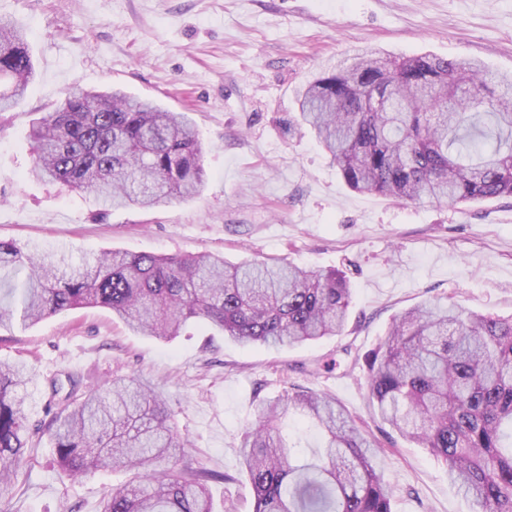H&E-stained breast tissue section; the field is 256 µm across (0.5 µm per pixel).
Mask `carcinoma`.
I'll use <instances>...</instances> for the list:
<instances>
[{"instance_id":"1","label":"carcinoma","mask_w":512,"mask_h":512,"mask_svg":"<svg viewBox=\"0 0 512 512\" xmlns=\"http://www.w3.org/2000/svg\"><path fill=\"white\" fill-rule=\"evenodd\" d=\"M34 65L26 36L0 19V112L23 97ZM300 121L349 187L407 202L450 205L512 196V74L482 62L395 57L365 49L297 92ZM30 174L114 207L152 208L205 185L201 143L180 112L120 90L71 88L31 126ZM26 271L10 289L20 315L0 304V328L92 306L133 332L171 339L204 323L242 345L301 346L345 328L352 290L335 271L219 255L112 250L82 265L65 251L0 240V270ZM369 398L384 424L426 449L473 512H512V317L455 304L417 306L393 320L365 357ZM71 386L47 429H29L20 392L27 367L0 361V485L17 478L50 435L69 477L125 468L133 480L104 494L99 512H215L214 472L184 463L163 392L136 377L106 388ZM322 435L299 455L288 423ZM378 449L335 399L285 393L260 403L240 447L253 512H392Z\"/></svg>"}]
</instances>
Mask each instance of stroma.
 Here are the masks:
<instances>
[{
  "label": "stroma",
  "mask_w": 512,
  "mask_h": 512,
  "mask_svg": "<svg viewBox=\"0 0 512 512\" xmlns=\"http://www.w3.org/2000/svg\"><path fill=\"white\" fill-rule=\"evenodd\" d=\"M1 15L25 30L35 77L0 114V240L66 248L77 261L112 249L338 269L352 288L341 335L290 349L196 325L169 341L137 336L100 307L1 330L0 360L34 370L28 426L57 409L51 378L139 377L163 389L188 459L219 472L207 485L216 512H251L239 448L259 403L294 388L325 393L379 444L393 512H471L440 461L381 424L353 357L420 304L512 315V197L410 204L354 191L298 130L294 99L322 64L365 47L510 73L512 0H0ZM73 87L119 88L185 113L203 147L202 194L106 212L91 195L29 179L31 123ZM129 477L68 478L45 438L0 489V512H97Z\"/></svg>",
  "instance_id": "stroma-1"
}]
</instances>
